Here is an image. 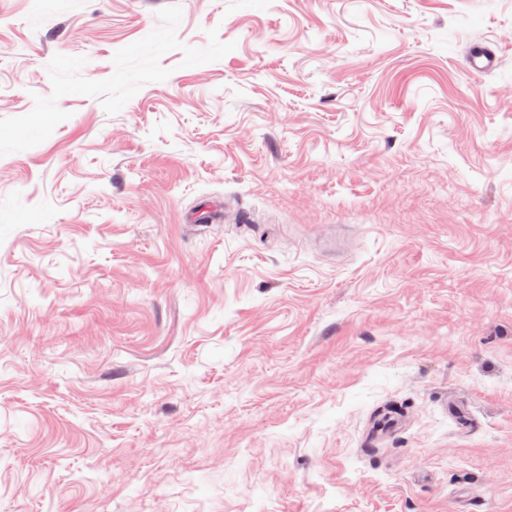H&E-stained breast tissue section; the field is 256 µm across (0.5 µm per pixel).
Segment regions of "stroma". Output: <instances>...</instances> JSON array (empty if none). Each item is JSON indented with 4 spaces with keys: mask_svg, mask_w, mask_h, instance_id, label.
Listing matches in <instances>:
<instances>
[{
    "mask_svg": "<svg viewBox=\"0 0 512 512\" xmlns=\"http://www.w3.org/2000/svg\"><path fill=\"white\" fill-rule=\"evenodd\" d=\"M0 512H512V0H0Z\"/></svg>",
    "mask_w": 512,
    "mask_h": 512,
    "instance_id": "stroma-1",
    "label": "stroma"
}]
</instances>
